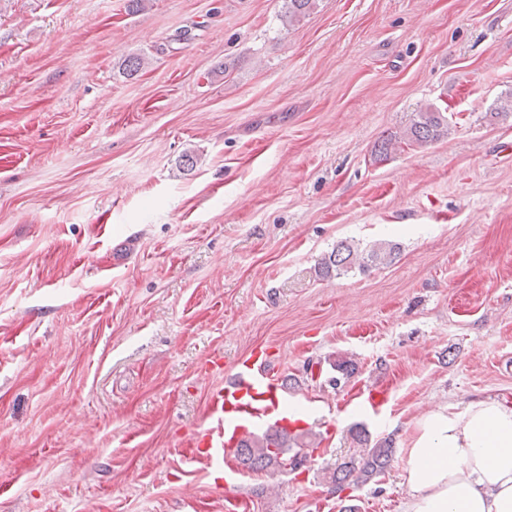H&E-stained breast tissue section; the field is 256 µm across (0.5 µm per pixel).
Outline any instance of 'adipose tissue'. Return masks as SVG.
<instances>
[{
    "label": "adipose tissue",
    "instance_id": "1",
    "mask_svg": "<svg viewBox=\"0 0 512 512\" xmlns=\"http://www.w3.org/2000/svg\"><path fill=\"white\" fill-rule=\"evenodd\" d=\"M402 478L407 512H512V406L429 409L402 452Z\"/></svg>",
    "mask_w": 512,
    "mask_h": 512
}]
</instances>
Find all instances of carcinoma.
I'll return each mask as SVG.
<instances>
[{"label": "carcinoma", "instance_id": "carcinoma-1", "mask_svg": "<svg viewBox=\"0 0 512 512\" xmlns=\"http://www.w3.org/2000/svg\"><path fill=\"white\" fill-rule=\"evenodd\" d=\"M317 7V0H286L285 11L281 20L292 26L300 22ZM448 135V122L444 113L432 105L420 107L412 113L409 124L399 133L384 138L377 144V153L381 156L390 154L397 145L425 146ZM398 244L391 241L375 242L365 247L356 243L341 241L330 254L324 256L316 267V273L322 278L341 275L353 270L369 272L390 265L399 253ZM315 437L313 433H291L285 429L270 428L261 434L245 439L239 446L237 459L252 471L268 468L285 470L291 464V472L302 473L298 465L304 459L292 452L293 446ZM351 438L359 454L349 457L336 467L329 479L342 491L345 487L364 484L383 474L393 461L392 441L371 442L366 429L355 426Z\"/></svg>", "mask_w": 512, "mask_h": 512}]
</instances>
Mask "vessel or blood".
Here are the masks:
<instances>
[{
    "label": "vessel or blood",
    "instance_id": "b4317fda",
    "mask_svg": "<svg viewBox=\"0 0 512 512\" xmlns=\"http://www.w3.org/2000/svg\"><path fill=\"white\" fill-rule=\"evenodd\" d=\"M208 426L191 441V462L209 467L231 458L241 441L262 427L284 426L293 431L311 425L287 405L285 389L266 351L257 350L241 358L228 372L223 386L209 395Z\"/></svg>",
    "mask_w": 512,
    "mask_h": 512
}]
</instances>
